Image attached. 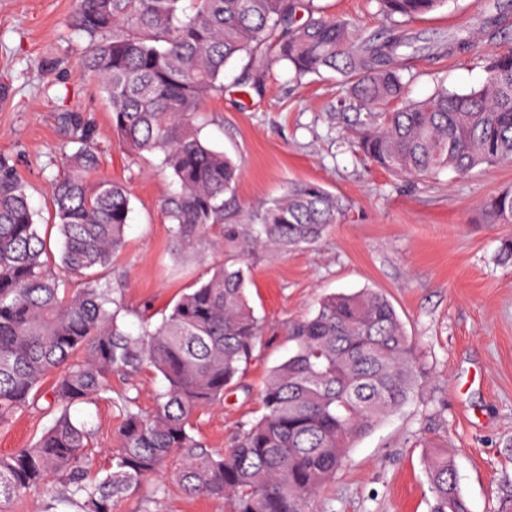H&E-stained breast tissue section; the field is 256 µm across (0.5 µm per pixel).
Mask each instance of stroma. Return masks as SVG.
<instances>
[{
	"label": "stroma",
	"instance_id": "1",
	"mask_svg": "<svg viewBox=\"0 0 512 512\" xmlns=\"http://www.w3.org/2000/svg\"><path fill=\"white\" fill-rule=\"evenodd\" d=\"M75 0H0V156L15 163L27 186L50 253L59 232L48 221L51 185L64 155L77 149L63 122L81 115L99 158L97 175L130 193L125 245L103 277L120 292L125 328L159 325L178 297L224 260L222 248L185 259L171 247L162 209L178 185L159 171L156 154L137 155L112 132L111 106L99 83L81 75L88 37L73 22ZM496 0H448L446 7L407 23L408 33L475 38ZM315 10L358 33L381 27L375 0H313ZM512 41H478L470 54L422 52L405 60L406 97L439 89L479 88L486 56ZM255 63L240 59L224 71V92L197 117L203 143L235 161L241 175L224 196V221L254 224L261 207L288 186L313 181L336 195L342 211L314 244L279 254L245 255L252 272L247 294L263 323L255 358L224 400L198 415L195 431L213 448L227 447L240 424L257 416L270 372L288 357L289 322L315 313L332 293L364 288L393 303L428 372L409 403L354 439L343 471L327 483L313 512H430L423 454L446 448L470 512H512V262L499 258L512 227L491 223L483 204L512 188V164L460 174L444 170L406 180L371 164L336 118L347 89L325 72L296 77L279 64L261 89L242 85ZM162 388L151 372L134 382L112 376V400L79 404L74 420L92 431L90 454L104 463L118 445L117 397L128 393L147 409ZM52 416L35 410L0 426V454L33 442ZM221 499L160 494L155 483L117 502L114 512H227Z\"/></svg>",
	"mask_w": 512,
	"mask_h": 512
}]
</instances>
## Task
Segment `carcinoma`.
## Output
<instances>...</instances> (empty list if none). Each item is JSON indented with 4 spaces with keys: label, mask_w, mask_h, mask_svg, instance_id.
Returning a JSON list of instances; mask_svg holds the SVG:
<instances>
[{
    "label": "carcinoma",
    "mask_w": 512,
    "mask_h": 512,
    "mask_svg": "<svg viewBox=\"0 0 512 512\" xmlns=\"http://www.w3.org/2000/svg\"><path fill=\"white\" fill-rule=\"evenodd\" d=\"M76 0L74 20L90 40L84 75L99 79L112 132L134 153L159 152L179 186L163 209L171 245L186 256L233 248L210 277L182 294L162 323L133 334L118 323L121 303L101 273L125 243L127 189L95 179L98 158L82 134L53 182L57 261L39 235L26 186L0 158V425L46 406L53 416L28 448L0 455V501L31 492L45 512H112L115 502L159 481L189 496L222 499L230 512H309L336 475L351 441L415 395L427 372L394 306L364 289L324 297L314 315L288 325L294 349L269 376L263 414L240 425L224 450L194 434V419L224 400L254 358L262 326L247 297L250 271L236 253L272 245L286 253L336 223L339 199L315 182L294 184L258 215L259 227L224 223V193L239 168L204 144L196 118L223 94L224 68L260 53L295 74L339 73L355 111L337 119L379 168L405 178L444 169L467 173L512 163V50L492 56L482 86L405 97L401 29L447 0H377L394 22L369 34L315 15L313 0ZM495 224H512V189L484 204ZM149 369L164 389L152 409L120 399L119 448L93 468L92 432L71 408L112 392V374L131 381ZM430 512H469L448 450L426 455Z\"/></svg>",
    "instance_id": "cac0c4a2"
}]
</instances>
